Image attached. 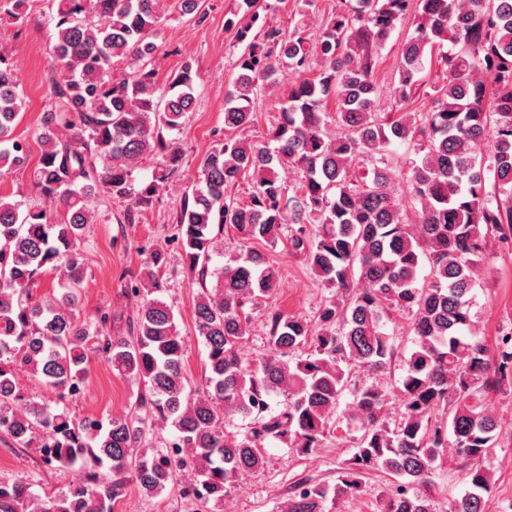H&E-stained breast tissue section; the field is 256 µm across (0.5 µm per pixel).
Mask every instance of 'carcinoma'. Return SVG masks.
<instances>
[{
  "instance_id": "cac0c4a2",
  "label": "carcinoma",
  "mask_w": 512,
  "mask_h": 512,
  "mask_svg": "<svg viewBox=\"0 0 512 512\" xmlns=\"http://www.w3.org/2000/svg\"><path fill=\"white\" fill-rule=\"evenodd\" d=\"M257 3L240 0L225 18L245 49L225 92L224 128L238 131L255 120V100L278 84L281 68L294 80L273 108L266 145L235 137L215 145L176 220L184 265L200 288L194 320L207 350L202 387L191 388L184 342L161 298L160 250L144 262L146 281L134 286L142 302L133 338L100 339L112 369L148 385L140 406L174 427L168 454L149 458L133 456L136 418L77 421L65 410L51 412L18 393L12 366L26 367L62 394L80 391L87 340L96 335L77 296L86 266L78 241L97 222L88 199L102 191L125 203L126 223L139 220L181 166L170 134L195 106L198 72L185 61L170 82L157 77L153 34L164 0H53L57 71L33 183L63 213L52 218L0 194V429L19 446L35 447L48 465L90 461L108 472L69 485L46 507L28 482L0 481V512H112L127 471L154 495L189 463L188 487L224 500L229 488L263 467L260 441L273 438L306 454L319 446L348 389L340 363L381 370L392 360L383 326L393 306L411 312L415 344L401 380L398 423L384 419L385 391L351 388V417L361 435L343 474L332 486L300 484L284 512H326L328 502L360 492L362 477L373 471L391 480L384 512H432L431 474L449 445L467 466V490L450 512H485L491 484L479 462L496 446L500 422L483 396L512 373V336L490 349L471 300L487 238L512 239V0H354L313 36L266 25ZM410 14L415 29L402 43L393 88L400 103L418 89L427 50L448 42L453 50L441 57L447 77L431 108L388 118L378 112L382 90L374 71ZM125 60L128 70L114 73ZM331 100L342 129L336 135L328 131ZM23 109L14 65L0 56L1 178L28 164L23 145L10 137ZM412 141L423 152L409 177L415 224L393 194L399 160L390 149ZM150 156L162 158L151 177L134 176ZM286 165L301 173L292 189L279 177ZM247 173L253 190L243 202L228 192ZM227 225L242 252L215 263L224 257ZM283 240L321 282L345 290L356 277L360 287L344 300L326 301L315 330L268 312L269 353L249 370L238 355L248 333L244 308L279 285L277 265L252 243L275 247ZM425 263L429 279L420 286ZM47 270L60 272L67 285L61 297L37 300L32 286ZM308 341L313 352L288 361ZM273 392L288 402L267 418ZM439 407L448 410L440 422L431 419ZM227 413L252 419L254 427L228 437Z\"/></svg>"
}]
</instances>
